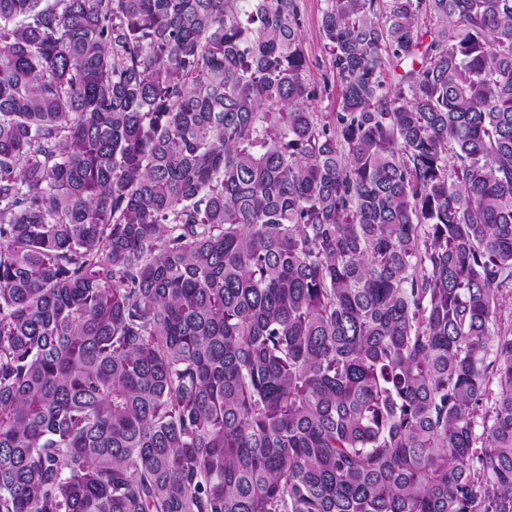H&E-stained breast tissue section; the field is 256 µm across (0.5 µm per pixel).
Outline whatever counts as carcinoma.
<instances>
[{
    "label": "carcinoma",
    "instance_id": "1",
    "mask_svg": "<svg viewBox=\"0 0 512 512\" xmlns=\"http://www.w3.org/2000/svg\"><path fill=\"white\" fill-rule=\"evenodd\" d=\"M41 2L0 512H512V0H324L337 112L298 0Z\"/></svg>",
    "mask_w": 512,
    "mask_h": 512
}]
</instances>
